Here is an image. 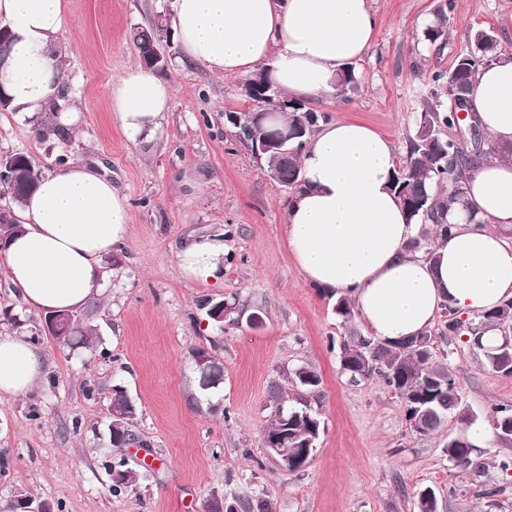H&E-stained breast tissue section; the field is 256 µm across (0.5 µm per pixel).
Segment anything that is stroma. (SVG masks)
I'll return each instance as SVG.
<instances>
[{"label":"stroma","instance_id":"1","mask_svg":"<svg viewBox=\"0 0 512 512\" xmlns=\"http://www.w3.org/2000/svg\"><path fill=\"white\" fill-rule=\"evenodd\" d=\"M440 2L373 0L380 26L354 65L357 87L312 109L366 123L406 153L431 73L450 70L468 37L494 29L500 56L512 58V0H456L437 47L422 31ZM67 3L62 97L76 103L80 120L43 136L39 120L2 111L0 154H26L43 174L66 160L95 166L127 195L131 233L104 261L92 362L84 349L41 334L42 313L0 273V334L36 337L46 359L32 394L0 397V512H15L21 493L51 512H203L205 502L232 497L268 499L272 512H418L417 493L427 487L439 512H512V471L493 465L506 447L482 445L484 469L451 467L443 432H414L379 377L354 381L342 371L332 349L346 335L336 300L303 279L283 239L292 192L224 123L225 112L253 109L244 77L216 76L182 62L177 43L164 45L171 108L152 136L130 139L109 87L139 62L130 31L171 18L173 0ZM205 235L224 238L218 286L185 279L177 264L183 245ZM211 299L237 301L243 320L213 321ZM256 311L263 324L255 328L246 317ZM197 348L223 363L218 387L200 388ZM435 351L477 420L512 405V378L492 371L466 338H438ZM302 365L320 377L303 398L323 432L307 467L290 473L267 459L261 436L276 388L290 390L288 376ZM116 386L136 407L139 438L120 450L106 410ZM116 454L140 474L117 496L105 469Z\"/></svg>","mask_w":512,"mask_h":512}]
</instances>
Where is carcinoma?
<instances>
[{"label":"carcinoma","mask_w":512,"mask_h":512,"mask_svg":"<svg viewBox=\"0 0 512 512\" xmlns=\"http://www.w3.org/2000/svg\"><path fill=\"white\" fill-rule=\"evenodd\" d=\"M454 0H446L445 7L437 13L436 20L423 32L424 40L432 45L442 41L448 22V13L454 10ZM163 20L146 28L132 31L130 39L138 51L139 58L147 57L157 44V27ZM491 35L495 31L481 29L475 31L467 44L461 48L450 71L439 70L431 76L433 102L427 104L416 120L414 134L409 139L406 156L401 161L404 173H395L393 188L396 191L410 219L423 226L420 237L409 243L411 249H425L431 254L432 244L439 234H448L450 224L446 216L464 194L467 174L474 171L483 160L501 156L504 149L492 142L482 131L477 130L476 139L469 144L467 151L458 146L455 110L451 105H442V95L448 91L453 76H458L465 88H471L472 80L480 68L497 60L498 45L487 44L482 33ZM264 88L258 112L224 113L225 123L231 126L235 139L244 132L247 139H262L275 129L297 133L288 144L291 152L283 155L276 149L264 154L267 171L273 179L289 189L297 187L302 180L300 153L305 144L326 121V115L318 113L302 103L293 101L270 80L267 69L262 68L248 79L244 86L246 94L254 87ZM17 166L8 174H0V184L7 190L16 204L35 188L40 173L30 158L18 154ZM19 229L14 210H0V236L5 238ZM491 323L497 327L512 325V299L481 318L463 321L453 310L442 312L440 335L471 336L478 326ZM94 328L78 319L73 321L70 335L57 336L55 340L69 347L85 349L88 358L95 355ZM488 366L495 372L512 377V350L495 347L483 351ZM338 357L342 369L351 378L378 376L386 387L394 393L406 408V418L413 431L428 435L441 429L450 421L458 427L448 430L443 445L448 462L455 468L468 469L474 458L481 453L479 445L469 435L467 428L474 421L473 414L462 407L461 397L455 386L448 365L435 354L432 334L425 332L419 336L395 344L364 336L356 330L340 341ZM224 377V366L215 356L199 380L216 387ZM295 386L308 390L320 384L313 369L300 366L292 372ZM288 393L275 394L277 407L263 436L280 438L281 454L273 461L288 472H297L309 462L321 433V422L305 408L285 406ZM109 402L116 408L129 412V417L119 423L113 432L115 448H122V440H135L131 430L136 412L129 409L125 392L119 387L112 388ZM491 424L494 441L512 446V408L495 407L492 410ZM206 512H272L266 499L241 502L237 499L224 506L211 502Z\"/></svg>","instance_id":"obj_1"}]
</instances>
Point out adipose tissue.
Listing matches in <instances>:
<instances>
[{"label":"adipose tissue","mask_w":512,"mask_h":512,"mask_svg":"<svg viewBox=\"0 0 512 512\" xmlns=\"http://www.w3.org/2000/svg\"><path fill=\"white\" fill-rule=\"evenodd\" d=\"M172 33L185 61L218 75L269 69L290 99L330 95L340 72L369 51L378 27L371 0H174ZM0 27L12 35L0 87L11 109L51 114L73 127L79 111L61 97L65 0H0ZM109 100L130 138L154 132L172 87L148 67L113 80ZM469 105L499 146H512V59L481 68ZM303 179L288 204L283 236L304 278L348 296L370 334L400 341L425 332L444 307L489 312L512 299V157L473 171L465 205L433 255L408 250L420 227L391 189L394 144L349 120L322 125L301 154ZM477 223H470L469 214ZM23 230L0 248V268L21 301L42 312H76L100 298L103 261L130 234L128 198L90 165L66 161L40 177L21 204ZM188 280H224V240L203 236L177 255ZM41 349L26 336L0 335V394L28 395L44 378Z\"/></svg>","instance_id":"ef3b65f1"}]
</instances>
